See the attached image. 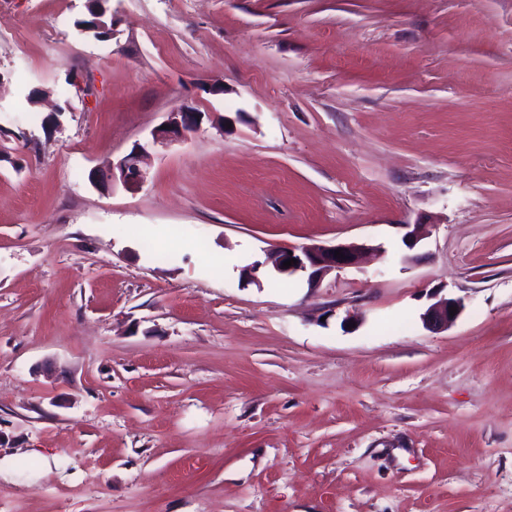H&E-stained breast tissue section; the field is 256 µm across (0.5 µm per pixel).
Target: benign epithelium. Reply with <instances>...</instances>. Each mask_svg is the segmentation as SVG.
I'll return each mask as SVG.
<instances>
[{"instance_id": "1", "label": "benign epithelium", "mask_w": 512, "mask_h": 512, "mask_svg": "<svg viewBox=\"0 0 512 512\" xmlns=\"http://www.w3.org/2000/svg\"><path fill=\"white\" fill-rule=\"evenodd\" d=\"M203 117L204 112L193 105H188L179 112L169 113L164 122L166 128H158L152 133L153 143L166 145L174 137L187 138L189 134L200 129ZM147 154L144 146H137L109 170L106 175L107 182L111 184L118 179L128 189L139 187L147 178V173L142 167ZM336 250L340 251L341 255H334ZM363 250L365 246L357 244L310 245L277 251L270 255L269 261L273 270L279 274H307L308 285L316 287L331 271L356 265ZM291 258L297 260V263L288 268L283 267V262ZM452 307L456 308L454 316L450 315ZM463 309L462 298H441L422 314L423 325L432 332L445 330L457 320V315L461 314Z\"/></svg>"}]
</instances>
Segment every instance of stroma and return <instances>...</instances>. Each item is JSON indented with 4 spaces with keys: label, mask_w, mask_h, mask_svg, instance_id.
<instances>
[{
    "label": "stroma",
    "mask_w": 512,
    "mask_h": 512,
    "mask_svg": "<svg viewBox=\"0 0 512 512\" xmlns=\"http://www.w3.org/2000/svg\"><path fill=\"white\" fill-rule=\"evenodd\" d=\"M111 5L0 0V512H512V0ZM95 1L86 0L85 5L91 4L87 9V12L81 17L74 20L75 25H84L87 29L92 30L89 35L95 38L98 42H108L112 40V15L107 20V27H98L96 24L97 9L100 6ZM205 113L193 105H187L180 112H171L167 120L161 125L166 129L157 128L153 133V143L167 145L175 138H187L191 133L198 131L201 127ZM147 154L148 151L144 146L137 145V148L120 160L118 164L112 165L106 175L107 182L112 185L114 180L119 179L126 188H138L147 178V173L142 167ZM365 249L364 245L357 244L310 245L280 250L272 253L268 259L278 274L290 276L298 272L308 273V285L317 287L331 271L356 265ZM335 250H340L345 258H341V255L334 256ZM289 252H292V255H289ZM289 259H296L297 264L292 262V266L283 268V262ZM450 307H456L454 316L450 315ZM463 309L464 303L462 298H441L431 304L425 313L422 314L423 325L432 332L448 330V327L457 320Z\"/></svg>",
    "instance_id": "obj_1"
}]
</instances>
